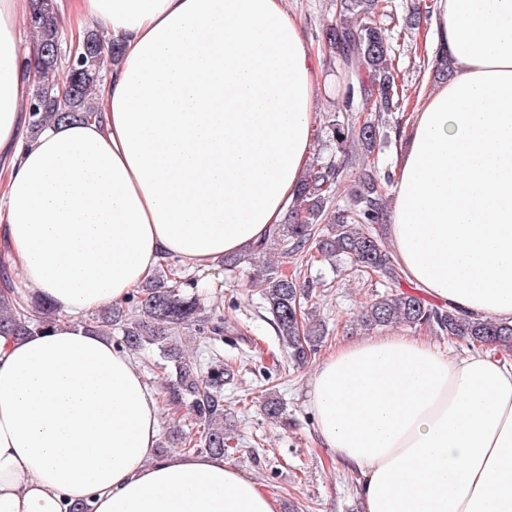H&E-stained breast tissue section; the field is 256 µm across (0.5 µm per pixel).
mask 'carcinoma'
I'll return each mask as SVG.
<instances>
[{"instance_id": "carcinoma-1", "label": "carcinoma", "mask_w": 512, "mask_h": 512, "mask_svg": "<svg viewBox=\"0 0 512 512\" xmlns=\"http://www.w3.org/2000/svg\"><path fill=\"white\" fill-rule=\"evenodd\" d=\"M392 11L389 0H342L336 8V20L325 28V49L363 73L358 92L374 102L379 112L398 108L404 94L393 64L394 51L376 21L377 16ZM27 17L34 18L29 30L41 47L40 72L30 93L31 134H37L49 122L88 120L95 114L93 93L102 81L104 68L119 57L120 45L103 42L100 30L94 28L90 30L89 56L78 62L63 49L57 12L45 13L41 0H31ZM58 70L64 73L62 83L74 89L66 112L47 94V88L57 85ZM331 127L338 147L350 143L366 154L388 138L387 130L370 117L352 123L334 119ZM339 175L340 166L331 161L311 167L297 188L287 222L275 225L268 238L248 253L224 257V270L229 272L243 263L250 264L249 287L262 294L275 334L288 349V364L300 368L309 363L325 336L321 321L304 309L309 289L296 274L273 269L263 261L275 250L292 257L314 249L324 258L344 259L390 282L394 290L374 298L361 314V322L369 327L428 325L472 348L493 346L500 352H512L511 323L461 314L449 306L435 305L417 292L401 289L402 274L377 230L385 210L377 170L362 167L350 205L332 211L327 204ZM321 224L327 225L326 231H319ZM195 288L197 285L182 280L176 267L168 264L139 288L128 305L102 308L92 317L90 326L106 335L118 330L120 344L133 354L157 351L168 369L163 402L189 406L203 424L198 438L174 432L158 447L159 452L179 442L190 449L201 447L222 455L229 440L228 415L235 406V401L224 400V378L231 374L233 365L214 354L203 366L185 354L183 334L210 349L224 336V316L216 309L206 311ZM55 322L47 302L36 300L28 305L14 289L0 288V336L25 335Z\"/></svg>"}]
</instances>
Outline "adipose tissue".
Segmentation results:
<instances>
[{
  "instance_id": "1",
  "label": "adipose tissue",
  "mask_w": 512,
  "mask_h": 512,
  "mask_svg": "<svg viewBox=\"0 0 512 512\" xmlns=\"http://www.w3.org/2000/svg\"><path fill=\"white\" fill-rule=\"evenodd\" d=\"M0 0V252L61 321L0 336V512H278L222 457L157 456L161 394L88 330L167 258L209 269L282 223L309 169L318 64L287 0H67L122 53L96 115L25 134L36 78ZM452 61L385 214L428 296L512 321V0H433ZM318 444L364 512H512V358L426 339L343 344L309 382Z\"/></svg>"
}]
</instances>
